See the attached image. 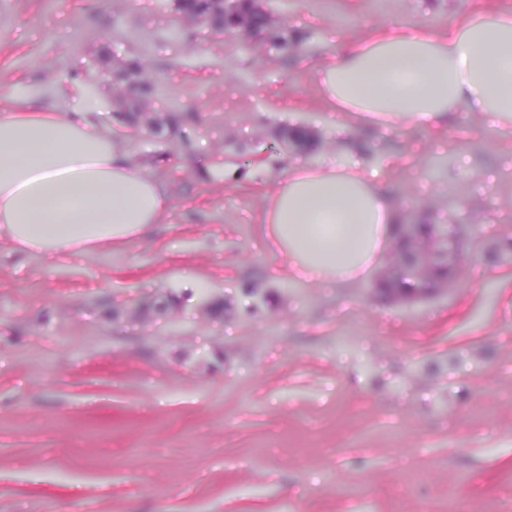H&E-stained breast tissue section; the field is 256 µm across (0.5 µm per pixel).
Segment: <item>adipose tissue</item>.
Masks as SVG:
<instances>
[{
  "mask_svg": "<svg viewBox=\"0 0 512 512\" xmlns=\"http://www.w3.org/2000/svg\"><path fill=\"white\" fill-rule=\"evenodd\" d=\"M314 81L340 132L363 115L394 127L466 105L512 125V15L488 14L432 37L381 30L341 43ZM81 105L0 113V240L9 249L67 257L113 250L145 235L169 207L166 185L128 159V145L86 123ZM393 170L325 161L291 166L261 221L289 271L342 288L376 266L397 223L384 187Z\"/></svg>",
  "mask_w": 512,
  "mask_h": 512,
  "instance_id": "obj_1",
  "label": "adipose tissue"
}]
</instances>
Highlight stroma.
I'll use <instances>...</instances> for the list:
<instances>
[{
	"label": "stroma",
	"mask_w": 512,
	"mask_h": 512,
	"mask_svg": "<svg viewBox=\"0 0 512 512\" xmlns=\"http://www.w3.org/2000/svg\"><path fill=\"white\" fill-rule=\"evenodd\" d=\"M501 0H266L288 50L184 19L174 0H8L0 111L65 105L127 129L112 61L141 59L169 146L161 223L121 251L0 246V512H512V134L466 108L443 129L364 118L345 140L313 68L378 26L431 36ZM396 161L409 224L478 225L447 289L375 296L288 276L259 222L288 165ZM239 167L224 178V164Z\"/></svg>",
	"instance_id": "obj_1"
}]
</instances>
